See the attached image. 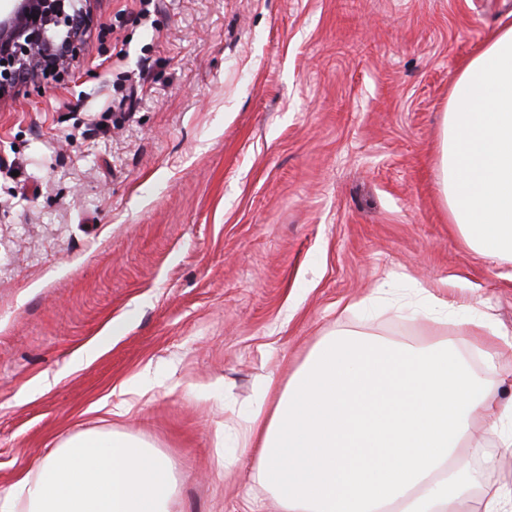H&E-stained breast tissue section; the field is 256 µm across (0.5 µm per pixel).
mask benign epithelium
Returning a JSON list of instances; mask_svg holds the SVG:
<instances>
[{
    "instance_id": "obj_1",
    "label": "benign epithelium",
    "mask_w": 512,
    "mask_h": 512,
    "mask_svg": "<svg viewBox=\"0 0 512 512\" xmlns=\"http://www.w3.org/2000/svg\"><path fill=\"white\" fill-rule=\"evenodd\" d=\"M0 6V99L66 74L85 51L96 0H5Z\"/></svg>"
}]
</instances>
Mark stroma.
I'll return each mask as SVG.
<instances>
[{
    "label": "stroma",
    "mask_w": 512,
    "mask_h": 512,
    "mask_svg": "<svg viewBox=\"0 0 512 512\" xmlns=\"http://www.w3.org/2000/svg\"><path fill=\"white\" fill-rule=\"evenodd\" d=\"M70 74L0 102V493L68 438L142 439L175 512H277L224 467L322 336L457 334L354 303L447 287L512 337V263L466 247L437 146L512 0H99ZM140 78L141 104L118 108Z\"/></svg>",
    "instance_id": "35a3bbf8"
}]
</instances>
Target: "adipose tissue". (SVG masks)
Masks as SVG:
<instances>
[{
  "instance_id": "adipose-tissue-1",
  "label": "adipose tissue",
  "mask_w": 512,
  "mask_h": 512,
  "mask_svg": "<svg viewBox=\"0 0 512 512\" xmlns=\"http://www.w3.org/2000/svg\"><path fill=\"white\" fill-rule=\"evenodd\" d=\"M438 165L450 223L478 256L512 262V23L458 72ZM511 343L479 317L417 344L336 331L287 384L261 381L235 415L237 454L280 512H512V485L483 488L470 467L483 440L512 449V395L493 393ZM477 414L491 421L479 440ZM176 484L158 449L87 433L0 494V512H171Z\"/></svg>"
}]
</instances>
